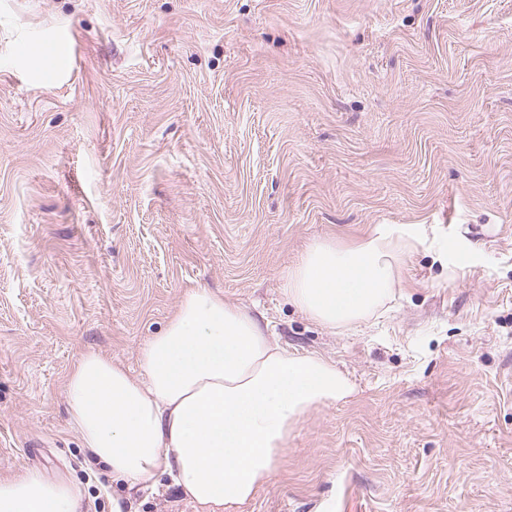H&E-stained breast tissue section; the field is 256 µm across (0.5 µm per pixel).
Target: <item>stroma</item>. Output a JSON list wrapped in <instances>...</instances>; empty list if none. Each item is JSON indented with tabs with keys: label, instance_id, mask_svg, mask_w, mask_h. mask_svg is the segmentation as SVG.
<instances>
[{
	"label": "stroma",
	"instance_id": "obj_1",
	"mask_svg": "<svg viewBox=\"0 0 512 512\" xmlns=\"http://www.w3.org/2000/svg\"><path fill=\"white\" fill-rule=\"evenodd\" d=\"M375 224L427 238L379 316L289 302ZM192 288L354 386L239 512H512V0H0V478L196 512L89 463L64 394Z\"/></svg>",
	"mask_w": 512,
	"mask_h": 512
}]
</instances>
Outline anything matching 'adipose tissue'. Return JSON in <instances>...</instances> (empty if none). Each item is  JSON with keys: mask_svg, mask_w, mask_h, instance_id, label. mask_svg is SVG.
<instances>
[{"mask_svg": "<svg viewBox=\"0 0 512 512\" xmlns=\"http://www.w3.org/2000/svg\"><path fill=\"white\" fill-rule=\"evenodd\" d=\"M426 240L405 224H376L360 240L310 244L288 272V299L331 330L367 323L402 282ZM335 365L272 342L245 309L187 292L137 371L89 352L65 386L69 424L91 458L128 491L169 476L200 512H236L269 479L289 429L308 411L351 396ZM69 482L27 471L0 479V512H82Z\"/></svg>", "mask_w": 512, "mask_h": 512, "instance_id": "1", "label": "adipose tissue"}]
</instances>
